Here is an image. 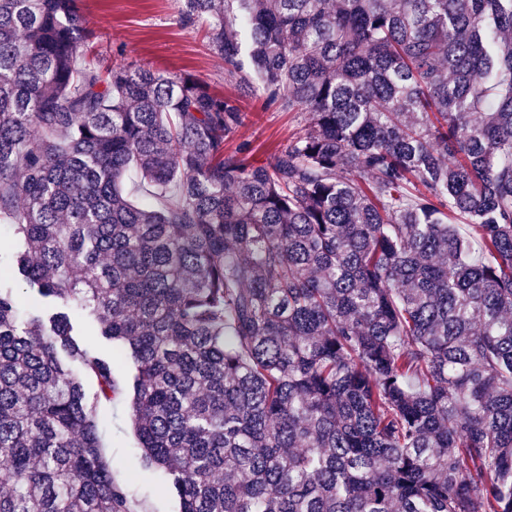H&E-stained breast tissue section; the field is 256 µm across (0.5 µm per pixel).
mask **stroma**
Segmentation results:
<instances>
[{"label":"stroma","mask_w":512,"mask_h":512,"mask_svg":"<svg viewBox=\"0 0 512 512\" xmlns=\"http://www.w3.org/2000/svg\"><path fill=\"white\" fill-rule=\"evenodd\" d=\"M79 6L90 33L88 44L102 65L144 66L169 77L191 73L217 94L238 95L246 118L227 147L247 144L250 163H262L307 127V113L282 105L266 107L262 96L227 83L223 57L212 50L199 28L183 25L180 0H80ZM97 410L106 421L103 450L115 479L133 493L132 512H179V500L163 469L128 468L137 440L126 402H102Z\"/></svg>","instance_id":"obj_1"}]
</instances>
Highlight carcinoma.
Returning a JSON list of instances; mask_svg holds the SVG:
<instances>
[{
    "instance_id": "carcinoma-1",
    "label": "carcinoma",
    "mask_w": 512,
    "mask_h": 512,
    "mask_svg": "<svg viewBox=\"0 0 512 512\" xmlns=\"http://www.w3.org/2000/svg\"><path fill=\"white\" fill-rule=\"evenodd\" d=\"M224 74L310 121L259 165L239 99L103 69L78 0H0V512H131L126 398L180 512H512V0H183ZM77 359L98 384L61 354ZM56 313H65L69 316L71 323L74 326V330H80L82 336H76L81 343L92 345L96 351L105 357L112 355V345L108 343L102 336H95V330L92 325L88 322L83 313H78L72 306H66L59 302H49L44 304V319L47 321L48 318ZM98 415L107 419L101 434L104 453L112 464L115 479L132 491L133 512H179V500L170 477L163 469L141 467L136 472L128 468V461L137 440L129 420V408L124 401L100 402Z\"/></svg>"
}]
</instances>
